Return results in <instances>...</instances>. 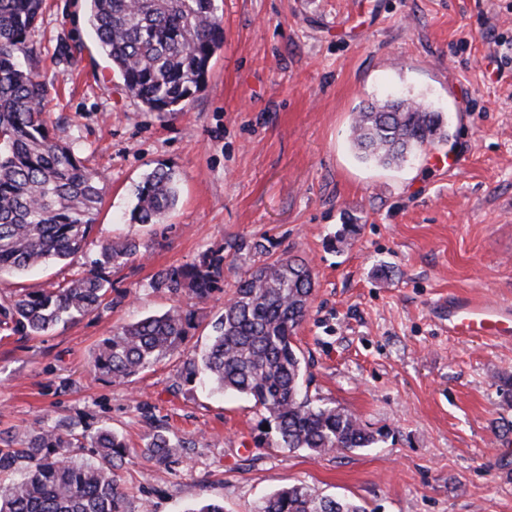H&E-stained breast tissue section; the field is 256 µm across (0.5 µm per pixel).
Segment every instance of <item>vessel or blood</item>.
<instances>
[{"label":"vessel or blood","instance_id":"b4317fda","mask_svg":"<svg viewBox=\"0 0 512 512\" xmlns=\"http://www.w3.org/2000/svg\"><path fill=\"white\" fill-rule=\"evenodd\" d=\"M448 332L452 335L512 334V304L500 301L460 299L448 306Z\"/></svg>","mask_w":512,"mask_h":512}]
</instances>
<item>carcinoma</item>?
Returning <instances> with one entry per match:
<instances>
[{
    "mask_svg": "<svg viewBox=\"0 0 512 512\" xmlns=\"http://www.w3.org/2000/svg\"><path fill=\"white\" fill-rule=\"evenodd\" d=\"M89 24L126 91L150 112L174 114L200 92L224 44L215 0H88ZM43 0H0V278L63 262L79 252L104 199L98 177L73 149L54 141L43 117L44 86L17 53L27 51ZM445 136L440 116L411 98L371 103L356 113L350 138L359 154L382 165ZM133 224H160L178 201L175 173H147L135 189ZM139 253L135 240L104 242L89 269L56 288L17 295L0 307L16 332L41 336L104 305L112 269ZM224 276V255L159 274L156 284L205 301ZM311 267L277 258L240 277L212 323L210 343L184 362L186 378L254 401L274 426L275 447L314 456L373 448L381 434L351 413L318 405L304 391L307 365L295 344L314 290ZM191 315L179 308L128 323L103 340L95 369L124 382L184 345ZM93 454L79 457L85 446ZM183 443L164 430L148 437V458L163 461ZM127 456L110 429L77 434L30 431L21 447L0 448V512H148L132 510L116 474ZM255 512H367L354 501L293 485L262 498Z\"/></svg>",
    "mask_w": 512,
    "mask_h": 512,
    "instance_id": "1",
    "label": "carcinoma"
}]
</instances>
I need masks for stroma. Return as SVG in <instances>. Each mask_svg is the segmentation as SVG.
<instances>
[{
  "label": "stroma",
  "mask_w": 512,
  "mask_h": 512,
  "mask_svg": "<svg viewBox=\"0 0 512 512\" xmlns=\"http://www.w3.org/2000/svg\"><path fill=\"white\" fill-rule=\"evenodd\" d=\"M224 44L182 112L146 111L94 43L85 0H44L28 43L52 136L106 188L84 253L0 285L14 295L76 277L104 241L141 254L110 275L109 303L45 336L0 332V447L60 425L109 427L119 475L150 512L204 501L253 512L291 485L369 512H512V338L451 336L435 305L512 301V0H216ZM405 96L439 112L447 139L381 166L350 142L353 117ZM463 155L464 168L444 166ZM172 169L164 223H130L144 173ZM355 235H341L343 225ZM263 242L265 251L253 248ZM224 254L205 301L161 272ZM278 257L314 273L295 342L311 399L383 433L375 448L316 457L272 446L252 400L184 379L237 280ZM178 307L184 350L125 383L93 366L117 328ZM184 446L145 456L151 427Z\"/></svg>",
  "instance_id": "stroma-1"
}]
</instances>
